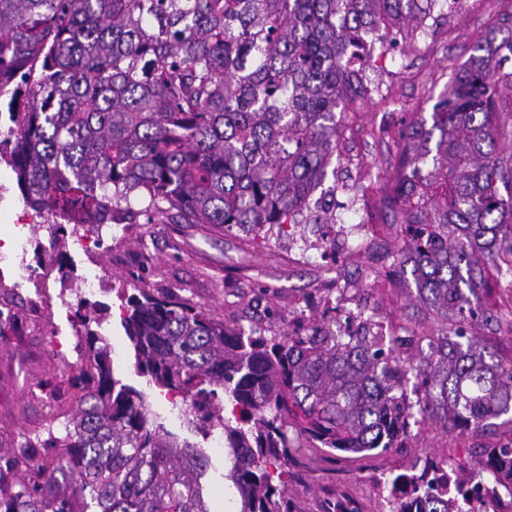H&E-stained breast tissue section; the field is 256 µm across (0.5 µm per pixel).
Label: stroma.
<instances>
[{
    "instance_id": "1",
    "label": "stroma",
    "mask_w": 512,
    "mask_h": 512,
    "mask_svg": "<svg viewBox=\"0 0 512 512\" xmlns=\"http://www.w3.org/2000/svg\"><path fill=\"white\" fill-rule=\"evenodd\" d=\"M512 36V0H470L436 42L417 38L408 45L407 62L373 56L367 79L382 77V95L349 96L336 110V148H355L371 168L364 190L371 210V239L358 241L354 253L336 266L321 256L322 234L307 225L306 253L297 240L255 236L210 224L151 223L132 220L100 227L84 225L86 250L73 246L75 235L50 238L53 215L25 206L16 175L0 161V248L19 224L29 240L27 264L52 261L50 302L36 303L32 288L0 284V456L18 455L26 441L59 428L73 406V381L83 363L73 313L80 300L98 303L97 328L112 350L116 379L142 392L148 404L163 401L136 366L121 325L120 293L144 288L212 312L225 324L253 327L262 334L305 332L326 316L325 298L354 300L366 296V310L386 321L391 335L410 340V355L427 351L428 337L443 328L440 319L421 311L412 276L394 275L401 245L400 215L386 200L396 175L406 125L430 115L468 60L473 46L489 38ZM99 276L92 293L80 289L88 272ZM484 313L474 333L494 358L512 359V287L487 269L473 299ZM512 439V423L496 420L486 430L449 428L424 419L412 425L404 447L386 452L329 454L320 448L298 451L299 464L288 481L295 512H322L326 496L354 497L360 512H389L383 476L403 472L418 458L445 461L457 451L479 455L484 448Z\"/></svg>"
}]
</instances>
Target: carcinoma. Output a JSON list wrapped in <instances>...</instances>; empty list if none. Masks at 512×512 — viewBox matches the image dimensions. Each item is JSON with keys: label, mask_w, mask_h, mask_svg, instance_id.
<instances>
[{"label": "carcinoma", "mask_w": 512, "mask_h": 512, "mask_svg": "<svg viewBox=\"0 0 512 512\" xmlns=\"http://www.w3.org/2000/svg\"><path fill=\"white\" fill-rule=\"evenodd\" d=\"M439 0H0V85L16 147L8 160L34 211L110 224L175 213L278 236L334 224L312 193L336 174V108L367 91L344 60L361 35L414 36ZM512 40L472 50L430 118L404 131L397 178L399 270L454 335L418 364L365 330L270 338L144 288L123 296L136 364L188 401V426L224 436L235 512H293L291 436L360 454L399 448L415 415L486 429L512 413V362L468 326L486 265L512 286V156L497 148V70ZM85 362L64 433L32 466L0 464V512H212L209 460L120 383L109 344L75 311ZM231 404L224 416L218 392ZM416 401H410V395ZM461 482L512 478V445L457 463ZM391 512H448L436 465L385 479Z\"/></svg>", "instance_id": "cac0c4a2"}]
</instances>
